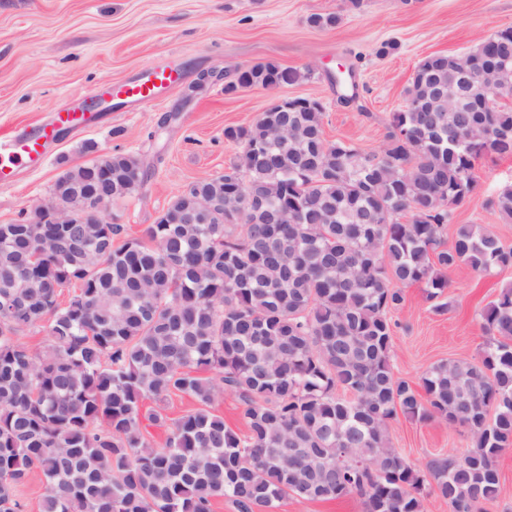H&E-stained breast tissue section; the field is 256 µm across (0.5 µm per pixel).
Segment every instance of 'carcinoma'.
Returning <instances> with one entry per match:
<instances>
[{
  "instance_id": "1",
  "label": "carcinoma",
  "mask_w": 512,
  "mask_h": 512,
  "mask_svg": "<svg viewBox=\"0 0 512 512\" xmlns=\"http://www.w3.org/2000/svg\"><path fill=\"white\" fill-rule=\"evenodd\" d=\"M469 56L484 63L478 84L512 81V27ZM454 71L448 54L419 62L380 153L327 140L322 104L297 98L224 128L235 160L187 185L141 237H121L119 224H0V512H23L35 470L40 512H211L224 497L256 512L351 494L364 512H423L428 487L451 512L496 500L498 459L512 447V286L481 314L480 362L436 364L418 389L392 356L398 285L422 283L436 300L461 264L512 267V247L481 224L444 239L481 160L512 157V105L419 111L432 102L429 77L451 87ZM308 78L257 63L225 91ZM97 161L112 166V200L142 188L138 157ZM92 165L64 177L105 188ZM210 196L224 210L181 223ZM492 206L512 220V188ZM42 324L46 347L19 342ZM226 391L243 433L213 411ZM176 393L198 406L171 421L163 403ZM147 399L156 408L145 416ZM401 414L466 426L471 446L417 469L390 439ZM145 418L168 429L163 446Z\"/></svg>"
}]
</instances>
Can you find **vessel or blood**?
Masks as SVG:
<instances>
[{"label":"vessel or blood","instance_id":"b4317fda","mask_svg":"<svg viewBox=\"0 0 512 512\" xmlns=\"http://www.w3.org/2000/svg\"><path fill=\"white\" fill-rule=\"evenodd\" d=\"M175 80L173 71L158 67L136 77L116 89L117 98L131 105L153 102L159 92ZM90 114L77 107L55 112L51 120L34 131L0 134V184L13 180L17 171L42 165L46 158V146L55 140L62 129H75L87 125Z\"/></svg>","mask_w":512,"mask_h":512}]
</instances>
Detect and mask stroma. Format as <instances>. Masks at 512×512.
<instances>
[{
    "mask_svg": "<svg viewBox=\"0 0 512 512\" xmlns=\"http://www.w3.org/2000/svg\"><path fill=\"white\" fill-rule=\"evenodd\" d=\"M340 18L332 29L309 25L314 14ZM512 26V0H0V132L48 120L62 105L91 99L165 64L181 79L144 107L112 108L94 125L62 132L43 165L0 186V224L27 219L66 170L101 154H133L148 167L137 195L113 202L110 217L139 236L168 202L198 178L223 172L237 148L228 126H246L277 100L312 97L324 106L328 140L368 152L386 143L389 117L405 101L417 63L435 53L461 55L493 32ZM397 48L381 54L383 44ZM309 71L299 84L225 92L239 69L259 62ZM352 71L359 99L340 103L337 68ZM210 75L206 89L191 85ZM475 192L452 210L445 233L482 224L512 246V221L492 199L512 185V158L485 157ZM512 268L480 275L462 265L449 275L446 311L435 312L423 285L403 288L393 355L398 376L420 382L433 364L478 361L485 341L481 313ZM394 447L416 467L470 447L466 427L398 417Z\"/></svg>",
    "mask_w": 512,
    "mask_h": 512,
    "instance_id": "35a3bbf8",
    "label": "stroma"
}]
</instances>
